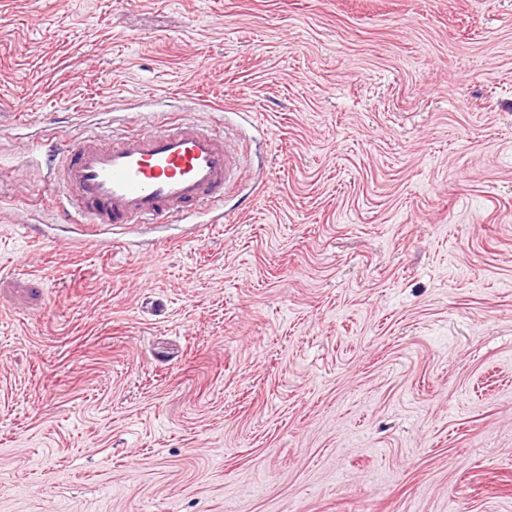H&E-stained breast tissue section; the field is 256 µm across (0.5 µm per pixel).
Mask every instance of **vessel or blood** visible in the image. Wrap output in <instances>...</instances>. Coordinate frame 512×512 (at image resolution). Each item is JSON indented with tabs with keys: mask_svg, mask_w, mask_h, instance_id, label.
<instances>
[{
	"mask_svg": "<svg viewBox=\"0 0 512 512\" xmlns=\"http://www.w3.org/2000/svg\"><path fill=\"white\" fill-rule=\"evenodd\" d=\"M44 163L59 186L56 207L91 234L100 224H164L223 200L241 155L221 134L174 120L109 142L84 138Z\"/></svg>",
	"mask_w": 512,
	"mask_h": 512,
	"instance_id": "b4317fda",
	"label": "vessel or blood"
}]
</instances>
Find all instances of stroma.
Returning <instances> with one entry per match:
<instances>
[{
    "mask_svg": "<svg viewBox=\"0 0 512 512\" xmlns=\"http://www.w3.org/2000/svg\"><path fill=\"white\" fill-rule=\"evenodd\" d=\"M172 114L77 242L34 143ZM0 512H512V0H0ZM46 154L59 186L55 205L69 224L167 223L222 201L241 164L221 134L189 122L154 124L112 142L83 138ZM144 220V221H143Z\"/></svg>",
    "mask_w": 512,
    "mask_h": 512,
    "instance_id": "35a3bbf8",
    "label": "stroma"
}]
</instances>
